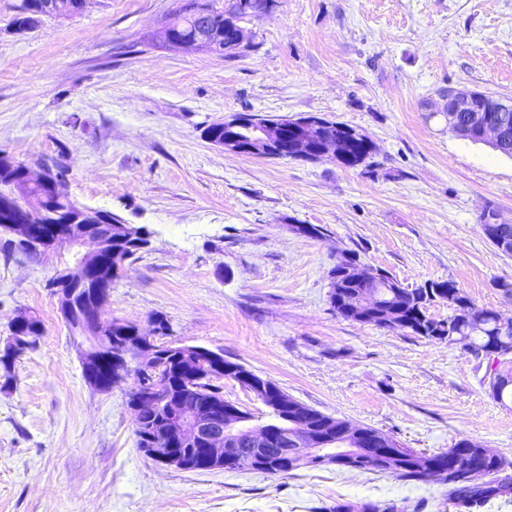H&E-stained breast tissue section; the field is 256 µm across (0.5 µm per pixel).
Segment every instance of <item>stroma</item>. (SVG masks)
Segmentation results:
<instances>
[{
    "instance_id": "obj_1",
    "label": "stroma",
    "mask_w": 512,
    "mask_h": 512,
    "mask_svg": "<svg viewBox=\"0 0 512 512\" xmlns=\"http://www.w3.org/2000/svg\"><path fill=\"white\" fill-rule=\"evenodd\" d=\"M184 0H88L23 34L0 0V154L62 166L61 191L150 230L105 306L110 319L224 354L325 415L429 454L460 439L512 460V405L462 345L342 319L341 252L408 288L452 281L512 318V156L448 128V89L512 99V0H275L242 20L233 57L161 32ZM237 112L317 114L373 141L369 165L236 155L204 128ZM320 230L312 237L298 225ZM57 257L0 252V341L29 312L37 346L0 369V512H315L338 501L452 512L436 480L333 465L271 476L184 471L137 447L124 385L84 380L85 340L47 282Z\"/></svg>"
}]
</instances>
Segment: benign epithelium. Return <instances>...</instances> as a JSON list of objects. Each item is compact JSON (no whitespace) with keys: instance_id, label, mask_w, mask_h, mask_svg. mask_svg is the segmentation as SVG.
Masks as SVG:
<instances>
[{"instance_id":"7a95c632","label":"benign epithelium","mask_w":512,"mask_h":512,"mask_svg":"<svg viewBox=\"0 0 512 512\" xmlns=\"http://www.w3.org/2000/svg\"><path fill=\"white\" fill-rule=\"evenodd\" d=\"M481 93L473 90L453 89L448 97L455 102L448 109V124L463 125V120H481L483 137L493 143L502 129L493 112L512 111V100L486 95L481 107L474 100ZM328 120L316 114L296 119H274L255 116L250 112L235 113L221 122L224 130L233 134L218 141H209L224 150L241 155L265 158H294L317 161L328 157L336 162L350 159L342 141L324 139L318 131ZM108 214L106 210L87 208L74 215L55 216L48 223L35 206H15L4 211L0 224L6 225L22 244L27 255L35 260L51 254H70V259L55 269L51 288L58 297L60 314L74 323V330L88 337L89 345L81 358L82 374L86 383L97 391L110 392L119 383L128 385L127 403L135 413L136 429L146 439L141 452L147 457L176 469L188 461L184 451L200 452L201 465L209 469H222L229 461L244 462L258 468H268L288 459L326 461L325 448L329 434L336 431V421H324L321 430L312 426L313 411L281 392L267 401L266 387L254 378V373L239 366H228L223 354L202 346L176 344L188 372L199 365L208 367L209 376L229 378L248 389L268 409L282 419L293 412L297 416L293 429L273 421L261 422L229 401L203 398L199 388L186 385L173 396L168 393L164 363L167 353L154 346V338L169 329H161L159 321L151 320L147 331L135 327L136 339L123 343L103 344L100 338L115 330H124V323L103 317L111 284L100 280L104 256L114 254L112 238L118 233L133 236V230L122 225L117 218L108 224H95L91 217ZM487 354L506 366L512 362V336H502L489 347ZM342 436L353 437L357 443L346 449V461L360 464L372 462L361 448L366 445L364 434L348 424L342 427ZM426 472L434 478L450 472L459 475V481L471 485L482 473L475 455L463 450L451 455L447 464L429 463Z\"/></svg>"}]
</instances>
